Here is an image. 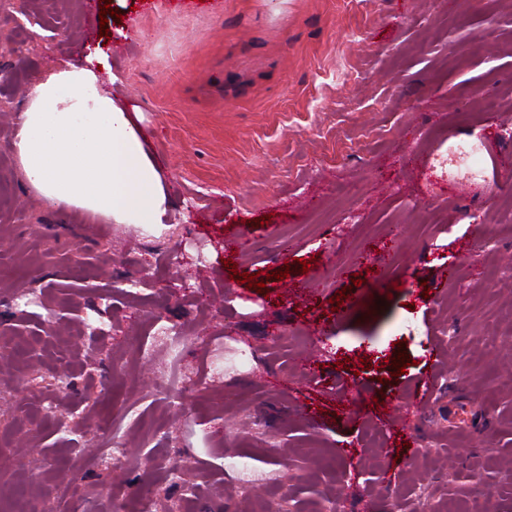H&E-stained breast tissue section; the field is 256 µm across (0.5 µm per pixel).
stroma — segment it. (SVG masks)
Segmentation results:
<instances>
[{
    "instance_id": "35a3bbf8",
    "label": "stroma",
    "mask_w": 512,
    "mask_h": 512,
    "mask_svg": "<svg viewBox=\"0 0 512 512\" xmlns=\"http://www.w3.org/2000/svg\"><path fill=\"white\" fill-rule=\"evenodd\" d=\"M104 5L0 11V487L30 512H391L424 484L429 512H512V236L480 235L512 218V0H127L107 41ZM100 42L163 223L51 205L12 153L37 79ZM459 140L484 179L443 173Z\"/></svg>"
}]
</instances>
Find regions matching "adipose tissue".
I'll return each instance as SVG.
<instances>
[{
	"label": "adipose tissue",
	"mask_w": 512,
	"mask_h": 512,
	"mask_svg": "<svg viewBox=\"0 0 512 512\" xmlns=\"http://www.w3.org/2000/svg\"><path fill=\"white\" fill-rule=\"evenodd\" d=\"M111 74L97 48L41 77L17 116L12 151L48 203L118 224H159L167 191L132 111L105 88Z\"/></svg>",
	"instance_id": "1"
}]
</instances>
